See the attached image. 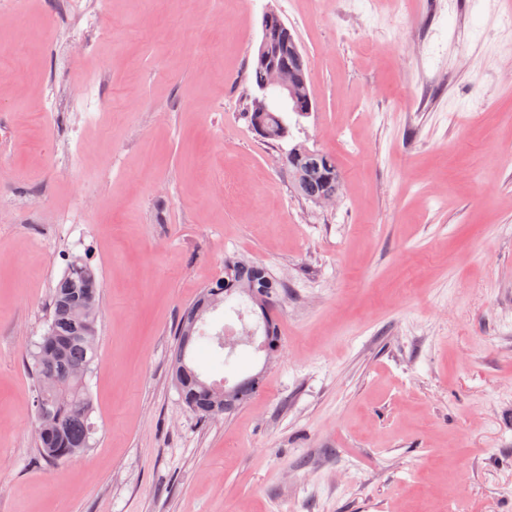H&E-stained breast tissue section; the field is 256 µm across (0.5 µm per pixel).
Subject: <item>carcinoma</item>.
Segmentation results:
<instances>
[{
  "label": "carcinoma",
  "instance_id": "obj_1",
  "mask_svg": "<svg viewBox=\"0 0 512 512\" xmlns=\"http://www.w3.org/2000/svg\"><path fill=\"white\" fill-rule=\"evenodd\" d=\"M262 28L267 41L285 44L288 27L278 15L264 17ZM296 106H313L308 86L297 90V96L284 111L250 112V124H255L259 116L268 131L267 140H285L292 136L286 113H293L298 119L308 116L304 111L294 112ZM287 162L294 190L306 200L315 203L339 191L341 175L332 155L299 142L288 150ZM285 288L266 266L245 257L228 256L224 259V275L205 286L183 310L176 327L171 375L182 402L192 414L205 420L231 413L250 400L263 381L253 375L242 378L222 398L205 389L206 379L191 359L195 347L216 342V335L203 328L205 316L231 300L249 301L263 312L272 307ZM100 294L96 272L88 259L72 257L52 289L45 332L30 352L38 449L40 456L50 462L78 457L94 440L96 428L91 421L93 403L87 377L98 351ZM208 386L220 388L222 382L214 380Z\"/></svg>",
  "mask_w": 512,
  "mask_h": 512
}]
</instances>
